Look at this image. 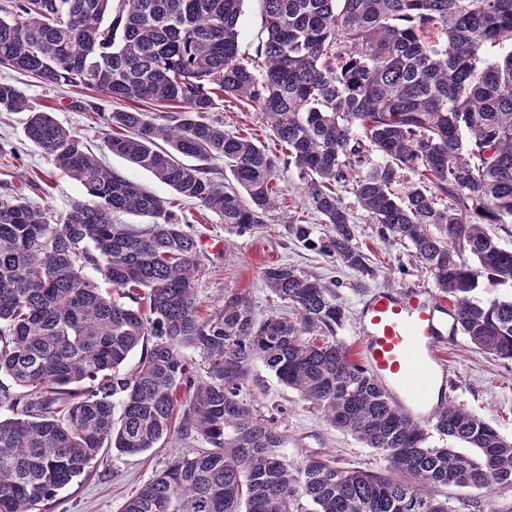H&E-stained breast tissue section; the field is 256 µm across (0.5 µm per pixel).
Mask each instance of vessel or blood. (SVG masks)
Returning a JSON list of instances; mask_svg holds the SVG:
<instances>
[{
    "label": "vessel or blood",
    "mask_w": 512,
    "mask_h": 512,
    "mask_svg": "<svg viewBox=\"0 0 512 512\" xmlns=\"http://www.w3.org/2000/svg\"><path fill=\"white\" fill-rule=\"evenodd\" d=\"M454 326L453 309L426 288L377 289L366 294L360 309L364 366L393 403L424 423L447 399L443 349Z\"/></svg>",
    "instance_id": "b4317fda"
}]
</instances>
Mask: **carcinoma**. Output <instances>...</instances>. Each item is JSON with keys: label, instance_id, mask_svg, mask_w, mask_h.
Masks as SVG:
<instances>
[{"label": "carcinoma", "instance_id": "carcinoma-1", "mask_svg": "<svg viewBox=\"0 0 512 512\" xmlns=\"http://www.w3.org/2000/svg\"><path fill=\"white\" fill-rule=\"evenodd\" d=\"M243 2L7 0L0 68L125 102L105 148L233 233L267 223L280 166L295 168L328 226L319 250L372 276L341 196L352 193L456 307L458 331L512 359V298L475 296L482 283L512 288V250L487 230L512 224V0H262L259 69L240 54ZM218 93L261 112L282 155L204 121ZM0 112L29 113L27 138L92 197L62 216L0 198V375L27 389H0L13 411L0 418V512H43L102 448L144 453L174 429L207 448L168 464L124 512H448L444 489L512 485L511 438L452 401L425 425L351 359L336 283L274 264L261 282L291 313L259 320L231 292L203 316L199 241L175 204L104 166L11 82ZM288 234L314 245L303 219ZM185 348L208 361L198 382ZM256 362L386 469L288 460L275 417L247 398Z\"/></svg>", "mask_w": 512, "mask_h": 512}]
</instances>
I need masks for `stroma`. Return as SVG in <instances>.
I'll list each match as a JSON object with an SVG mask.
<instances>
[{
  "label": "stroma",
  "instance_id": "35a3bbf8",
  "mask_svg": "<svg viewBox=\"0 0 512 512\" xmlns=\"http://www.w3.org/2000/svg\"><path fill=\"white\" fill-rule=\"evenodd\" d=\"M19 86L30 103L50 112L64 127L93 147L102 145L109 128L106 117L116 104L105 93L81 89L61 90L34 78L0 70V81ZM206 121L223 125L225 131L252 138L271 152L280 145L263 122L260 112L229 98L216 99ZM26 113H0V197L19 196L31 204L63 215L76 200L85 199L81 185L55 169L25 134ZM277 185L282 192L279 209L272 212L262 229L238 235L227 231L219 216L201 213L188 202L176 207L181 223L197 235L202 275L197 297L204 315L218 313L225 295L246 293L258 318L272 312H287L285 303L273 299L259 282L261 269L269 264L289 263L309 270L324 280L338 281L337 293L348 309L349 318L337 335L350 349L358 347L359 308L364 292L392 286L433 288L432 279L411 262L407 248L383 243L351 193H343L355 225L356 241L369 256L376 274L361 277L319 252L302 245L288 234V221L305 210L303 183L295 169L280 170ZM452 366L450 400L512 438V359H500L478 351L465 336L448 343ZM251 399L268 412L281 408L279 428L287 435L284 448L297 461L309 454L335 456L339 466L384 469L382 455L362 447L351 435L332 427L320 411L308 408L298 394L280 384L263 364L251 372ZM200 441L169 435L156 448L140 455H126L112 448L101 449L89 475L62 490L48 501L44 512H123L125 502L160 470L179 456L203 449ZM450 512H512V485L488 490L452 488L448 491Z\"/></svg>",
  "mask_w": 512,
  "mask_h": 512
}]
</instances>
